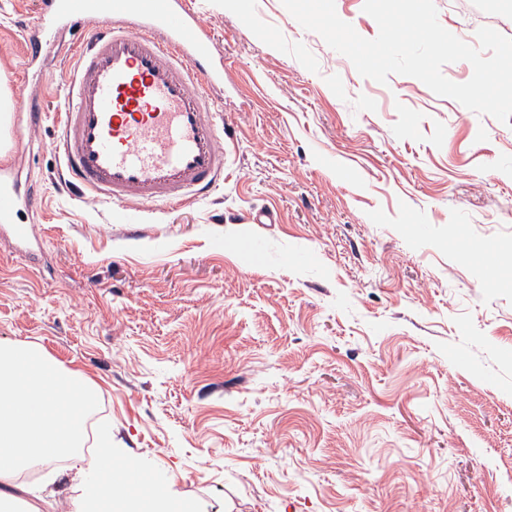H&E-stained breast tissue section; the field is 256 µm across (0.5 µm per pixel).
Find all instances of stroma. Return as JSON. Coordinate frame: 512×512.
Here are the masks:
<instances>
[{"label": "stroma", "mask_w": 512, "mask_h": 512, "mask_svg": "<svg viewBox=\"0 0 512 512\" xmlns=\"http://www.w3.org/2000/svg\"><path fill=\"white\" fill-rule=\"evenodd\" d=\"M468 44L512 0H434ZM224 62V182L108 204L64 187L55 53L45 121L0 160L39 195L0 230V343L99 389L94 435L193 512H512V126L381 84L282 0H188ZM0 70L26 123L24 34Z\"/></svg>", "instance_id": "1"}]
</instances>
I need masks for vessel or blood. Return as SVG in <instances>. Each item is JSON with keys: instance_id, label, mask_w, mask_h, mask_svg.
I'll list each match as a JSON object with an SVG mask.
<instances>
[{"instance_id": "b4317fda", "label": "vessel or blood", "mask_w": 512, "mask_h": 512, "mask_svg": "<svg viewBox=\"0 0 512 512\" xmlns=\"http://www.w3.org/2000/svg\"><path fill=\"white\" fill-rule=\"evenodd\" d=\"M36 23L32 58L60 47L66 110L53 150L62 155L81 193L110 203L178 206L207 196L224 176V145L212 90L223 67L183 0H51ZM85 22L82 43L60 34ZM21 203L0 190V224L16 241Z\"/></svg>"}]
</instances>
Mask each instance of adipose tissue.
Returning <instances> with one entry per match:
<instances>
[{
    "instance_id": "adipose-tissue-1",
    "label": "adipose tissue",
    "mask_w": 512,
    "mask_h": 512,
    "mask_svg": "<svg viewBox=\"0 0 512 512\" xmlns=\"http://www.w3.org/2000/svg\"><path fill=\"white\" fill-rule=\"evenodd\" d=\"M97 398L93 384L38 347H0V506L19 492L34 499L56 498L48 484L23 486L27 465H52L67 458L68 471L83 492L70 512H172L173 501L149 487L130 491L137 463L116 454L104 436L92 456L81 450L82 420Z\"/></svg>"
}]
</instances>
